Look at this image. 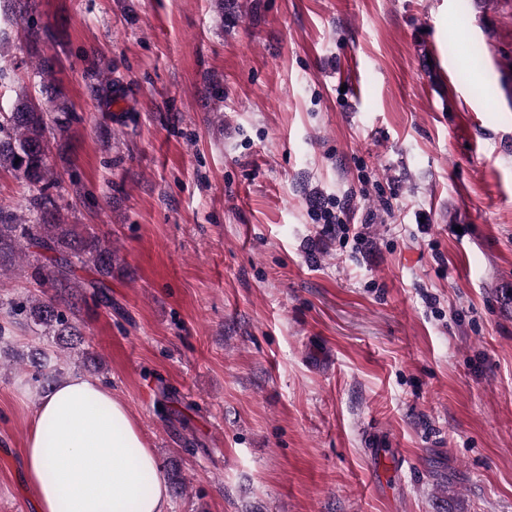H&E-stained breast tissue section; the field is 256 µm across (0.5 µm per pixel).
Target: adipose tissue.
Wrapping results in <instances>:
<instances>
[{
  "instance_id": "obj_1",
  "label": "adipose tissue",
  "mask_w": 512,
  "mask_h": 512,
  "mask_svg": "<svg viewBox=\"0 0 512 512\" xmlns=\"http://www.w3.org/2000/svg\"><path fill=\"white\" fill-rule=\"evenodd\" d=\"M36 512H170L166 479L128 408L73 375L38 398L24 451Z\"/></svg>"
}]
</instances>
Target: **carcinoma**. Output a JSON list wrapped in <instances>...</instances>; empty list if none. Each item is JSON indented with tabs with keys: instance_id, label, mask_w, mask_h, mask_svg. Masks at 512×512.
Segmentation results:
<instances>
[{
	"instance_id": "carcinoma-1",
	"label": "carcinoma",
	"mask_w": 512,
	"mask_h": 512,
	"mask_svg": "<svg viewBox=\"0 0 512 512\" xmlns=\"http://www.w3.org/2000/svg\"><path fill=\"white\" fill-rule=\"evenodd\" d=\"M99 92L107 108L125 97V87L110 80L99 86ZM72 120L69 112L53 116L27 99L18 101L11 111L0 113V169L21 175L35 187L37 194L30 198L29 207L43 214L42 221L30 224L0 207V277L29 256V249H37L41 261L36 266V277L53 293L14 301L7 313L43 328L55 337L59 352H75L91 363L94 358L82 348L83 328L75 321L74 309L78 299L87 296L112 305L103 288L105 279L112 277L118 256L109 243L95 235H82L75 225L63 224L56 217L57 205L49 193V134L53 128L65 130ZM78 267L92 271L94 277L77 279ZM28 363L34 369V381L44 387L60 375L58 365H49L45 352L30 354Z\"/></svg>"
}]
</instances>
